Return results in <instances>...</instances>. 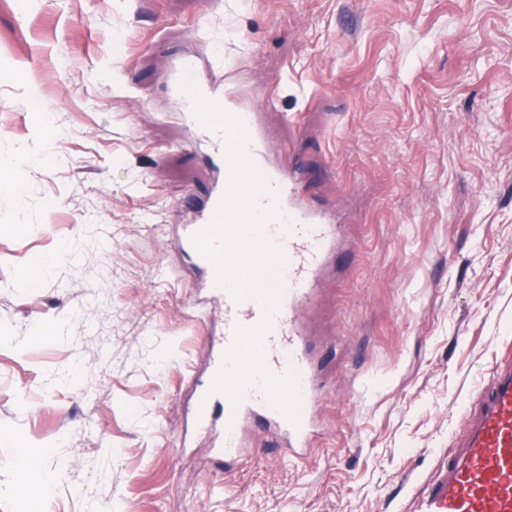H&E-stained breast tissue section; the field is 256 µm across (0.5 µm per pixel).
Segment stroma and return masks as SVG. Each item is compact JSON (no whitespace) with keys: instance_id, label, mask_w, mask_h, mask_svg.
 Returning a JSON list of instances; mask_svg holds the SVG:
<instances>
[{"instance_id":"1","label":"stroma","mask_w":512,"mask_h":512,"mask_svg":"<svg viewBox=\"0 0 512 512\" xmlns=\"http://www.w3.org/2000/svg\"><path fill=\"white\" fill-rule=\"evenodd\" d=\"M186 53L344 227L305 312L303 458L257 419L225 431L222 392L198 413L224 314L178 238L218 177L168 80ZM14 172L0 484L41 452L50 512H411L512 345V0H0Z\"/></svg>"}]
</instances>
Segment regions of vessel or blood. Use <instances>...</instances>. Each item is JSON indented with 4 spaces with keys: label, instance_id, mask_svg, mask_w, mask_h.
Segmentation results:
<instances>
[{
    "label": "vessel or blood",
    "instance_id": "1",
    "mask_svg": "<svg viewBox=\"0 0 512 512\" xmlns=\"http://www.w3.org/2000/svg\"><path fill=\"white\" fill-rule=\"evenodd\" d=\"M193 55H185L175 65L171 80L182 100L190 122L209 144L219 166H227L226 139L221 131L203 126L193 114L192 96L182 88L184 78H197ZM247 132L245 152L266 183L256 205L272 210L261 232L282 257V295L278 308L265 312L254 298L236 299L224 295V337L221 348H230L236 328H254L268 322L261 341L266 376H294L299 401L296 419H289L270 399L265 378L254 377L239 400L225 398L224 427L240 429L245 416H258L273 423L282 435L280 447L299 457L311 446L316 432L312 403L321 388L315 363L308 349L303 312L316 297L317 285L328 253L335 247L339 225L308 208L296 177L288 165L266 163V136L252 112L238 115ZM228 180H218L207 203L187 225L181 238L192 247L196 233L208 227L228 189ZM461 418L466 425L457 457L443 467L418 499L415 512H512V352H504L495 362L488 384L475 405L466 407Z\"/></svg>",
    "mask_w": 512,
    "mask_h": 512
}]
</instances>
